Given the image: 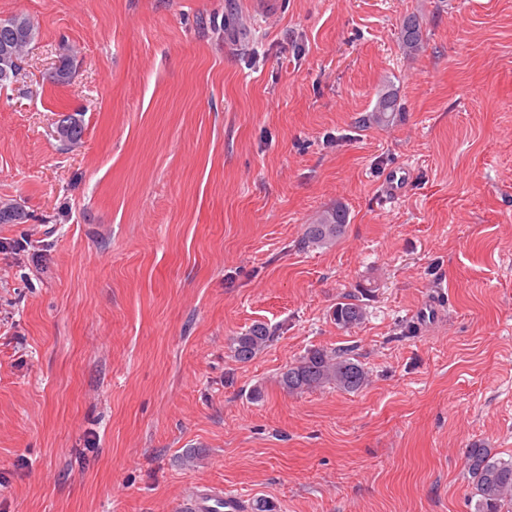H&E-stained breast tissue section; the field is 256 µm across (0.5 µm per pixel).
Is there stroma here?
I'll return each mask as SVG.
<instances>
[{"label":"stroma","mask_w":512,"mask_h":512,"mask_svg":"<svg viewBox=\"0 0 512 512\" xmlns=\"http://www.w3.org/2000/svg\"><path fill=\"white\" fill-rule=\"evenodd\" d=\"M19 13L38 36L0 86V200L27 214L0 224V512H181L214 488L475 512L466 449L512 458V0H0ZM385 89L395 119L362 127ZM338 203L345 235L303 248ZM347 297L368 317L344 330ZM257 322L274 339L237 362ZM318 347L370 384L283 390ZM420 23L415 16L403 21L400 33V49L407 57H413L421 48ZM410 182V171L398 167L388 171L381 182V193L391 199L398 198Z\"/></svg>","instance_id":"1"}]
</instances>
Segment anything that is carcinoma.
<instances>
[{
  "label": "carcinoma",
  "instance_id": "carcinoma-1",
  "mask_svg": "<svg viewBox=\"0 0 512 512\" xmlns=\"http://www.w3.org/2000/svg\"><path fill=\"white\" fill-rule=\"evenodd\" d=\"M36 37V26L26 15L17 14L0 19V55L4 50L22 61ZM421 48V29L418 19L410 16L403 21L400 33V49L407 57L417 54ZM397 100L386 91L379 95L371 112L362 117L364 125L385 126L395 118ZM64 131V142L76 145L81 142L84 128L74 114L59 120ZM27 217L21 204L12 199L0 200V223L18 224ZM348 212L338 203L319 214L315 222L305 225L302 243L306 247L322 248L335 243L345 233ZM332 317L340 328L350 329L362 324L367 313L364 305L348 299L336 303ZM272 332L264 323H256L235 337L231 353L236 361L247 363L261 354L272 341ZM369 382V372L348 349L316 348L308 350L280 374L279 384L290 394H302L316 389L333 387L340 391L355 392ZM465 470L468 482L479 496L478 512H503L512 504V459L495 458L492 449L473 444L466 450Z\"/></svg>",
  "mask_w": 512,
  "mask_h": 512
}]
</instances>
